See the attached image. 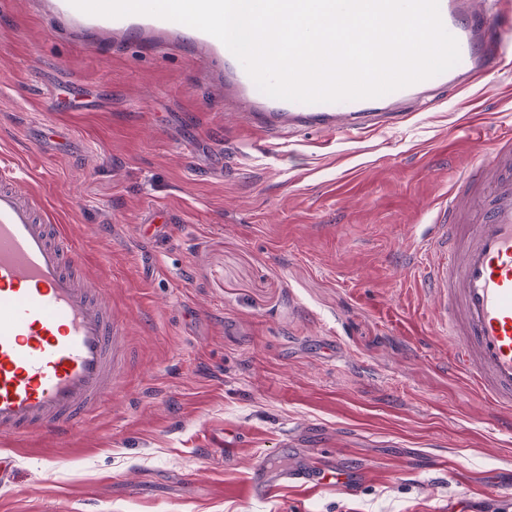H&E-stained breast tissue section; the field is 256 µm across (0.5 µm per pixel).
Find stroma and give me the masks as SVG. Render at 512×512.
Listing matches in <instances>:
<instances>
[{"label": "stroma", "instance_id": "1", "mask_svg": "<svg viewBox=\"0 0 512 512\" xmlns=\"http://www.w3.org/2000/svg\"><path fill=\"white\" fill-rule=\"evenodd\" d=\"M213 93L190 53L53 35L0 0V159L127 325L72 436L0 435V512H512V411L450 367L413 260L512 130V68L358 139L264 141ZM299 458L354 467L356 492L244 495L255 465Z\"/></svg>", "mask_w": 512, "mask_h": 512}]
</instances>
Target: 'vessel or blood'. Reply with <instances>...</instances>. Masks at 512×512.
<instances>
[{"label": "vessel or blood", "instance_id": "obj_1", "mask_svg": "<svg viewBox=\"0 0 512 512\" xmlns=\"http://www.w3.org/2000/svg\"><path fill=\"white\" fill-rule=\"evenodd\" d=\"M48 17L115 40L160 50L192 47L216 72L219 99L233 100L247 125L274 137L288 130L364 135L397 123L385 97L303 105L258 96L239 60L217 38L149 15H90L69 0H42ZM446 30L459 46L455 69L439 80L449 91L507 64L512 22L492 17L487 0H439ZM416 286L433 301V317L453 352L452 366L490 405L512 410V135L463 176L432 224L415 241ZM123 325L84 269L73 237L57 224L47 199L12 164L0 163V432L69 435L112 391ZM347 472L317 466L281 474L255 466L249 496L278 487L349 484Z\"/></svg>", "mask_w": 512, "mask_h": 512}]
</instances>
